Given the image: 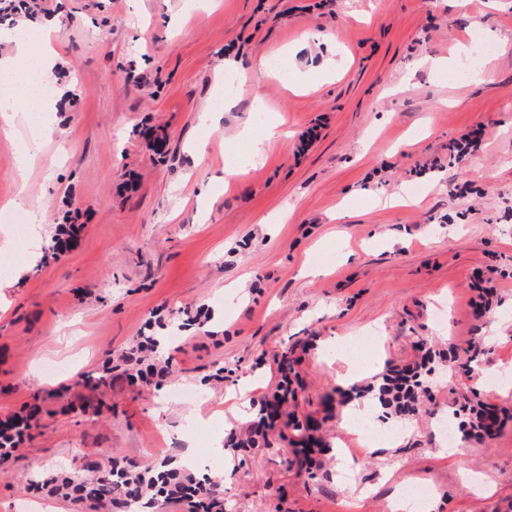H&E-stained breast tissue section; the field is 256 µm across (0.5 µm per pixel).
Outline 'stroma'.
<instances>
[{"mask_svg":"<svg viewBox=\"0 0 512 512\" xmlns=\"http://www.w3.org/2000/svg\"><path fill=\"white\" fill-rule=\"evenodd\" d=\"M60 77L50 137L26 174L15 157L28 123L0 133V210L18 192L46 211L54 236L67 206L81 230L58 261L26 263L0 290V419L26 412L49 391L135 347L164 317L160 346L172 372L148 385L115 371L112 407L95 422L73 412L43 416L7 475L0 512H87L32 481L77 469L84 457L143 467L191 451L224 512H394L418 485L414 512H506L512 506V387L476 386L512 372V0H44ZM482 50L441 73L418 68L459 44ZM289 47L287 74L330 71L320 89L277 82L231 95L212 111L229 65ZM262 96L284 136L263 161L241 160L236 133L255 122ZM165 126L167 159L154 162L138 136ZM479 139L456 162L450 142ZM240 173L225 183L224 169ZM419 188L416 208L373 198ZM325 274H304L306 263ZM492 305L475 314L477 282ZM206 320L183 329L187 314ZM364 348L353 370L368 385L373 359L404 364L416 343L441 353L480 348L472 374L435 369L426 411L392 417L410 435L369 455L325 408L346 366L326 352L346 337ZM298 415L318 418L326 445L310 475L270 432L268 443L232 450L247 422L233 414L272 395L278 359L295 341ZM254 387L247 395L245 382ZM190 390L195 400L183 398ZM505 408L494 436L465 440L467 399ZM450 420L459 450L437 433Z\"/></svg>","mask_w":512,"mask_h":512,"instance_id":"obj_1","label":"stroma"}]
</instances>
